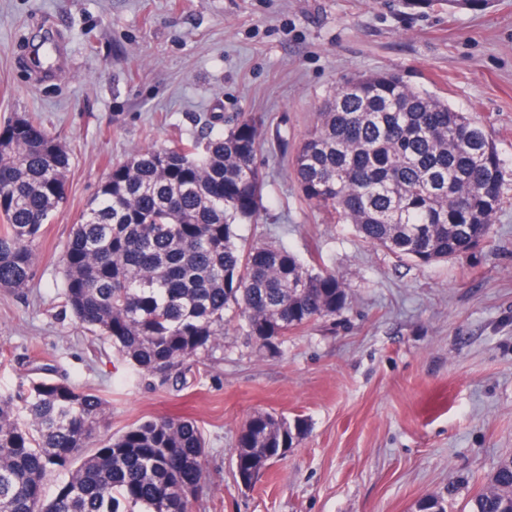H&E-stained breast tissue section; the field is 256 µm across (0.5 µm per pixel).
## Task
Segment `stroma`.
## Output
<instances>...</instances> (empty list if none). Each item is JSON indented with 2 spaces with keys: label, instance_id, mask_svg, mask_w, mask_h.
Listing matches in <instances>:
<instances>
[{
  "label": "stroma",
  "instance_id": "1",
  "mask_svg": "<svg viewBox=\"0 0 512 512\" xmlns=\"http://www.w3.org/2000/svg\"><path fill=\"white\" fill-rule=\"evenodd\" d=\"M396 72L489 132L503 202L487 241L431 265L396 258L303 199L291 167L344 81ZM39 118L71 154L66 204L45 225L29 288H0V390L33 366L101 394L118 434L157 416L202 428L194 512H414L424 496L463 512L512 457V0H0V123ZM262 132L263 208L243 245L277 241L334 268L342 314L256 352L229 325L224 349L183 387L137 374L65 304L61 253L113 162L193 143L242 117ZM307 434L252 488L234 477L257 411Z\"/></svg>",
  "mask_w": 512,
  "mask_h": 512
}]
</instances>
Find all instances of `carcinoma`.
I'll return each instance as SVG.
<instances>
[{
	"label": "carcinoma",
	"instance_id": "1",
	"mask_svg": "<svg viewBox=\"0 0 512 512\" xmlns=\"http://www.w3.org/2000/svg\"><path fill=\"white\" fill-rule=\"evenodd\" d=\"M261 132L242 118L205 145L172 143L112 164L73 225L62 292L76 321L140 374L182 382L186 363L224 350L231 322L279 354L288 334L347 306V287L282 244L247 249L238 224L257 218ZM70 155L37 120L0 126V288L34 278L43 227L66 202ZM292 166L304 200L365 242L430 264L478 247L502 203L500 154L485 128L394 73L355 77L324 100ZM107 401L38 367L0 392V512H193L185 478H203L196 421L161 417L102 431ZM235 454L257 478L307 431L275 412L249 418ZM90 445L95 451L79 456ZM67 472L55 493L47 476ZM512 512V458L467 503ZM419 512H446L427 496Z\"/></svg>",
	"mask_w": 512,
	"mask_h": 512
}]
</instances>
